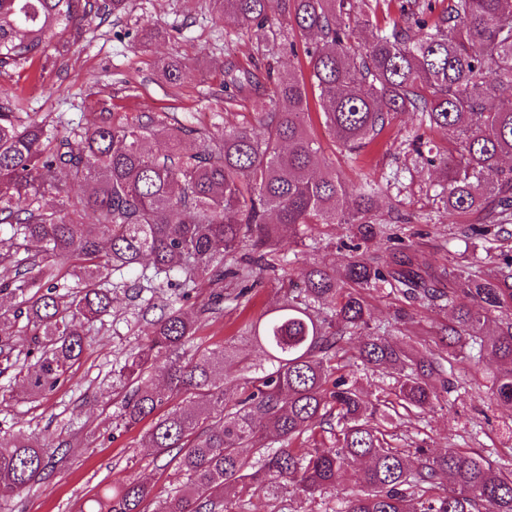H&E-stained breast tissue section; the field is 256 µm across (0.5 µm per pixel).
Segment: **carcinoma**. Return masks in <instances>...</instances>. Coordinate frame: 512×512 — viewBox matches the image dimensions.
Listing matches in <instances>:
<instances>
[{"label": "carcinoma", "instance_id": "cac0c4a2", "mask_svg": "<svg viewBox=\"0 0 512 512\" xmlns=\"http://www.w3.org/2000/svg\"><path fill=\"white\" fill-rule=\"evenodd\" d=\"M190 2L218 22L233 18L266 47L264 79L239 68L224 83L229 98L254 94L261 132L233 127L214 138L176 120L112 112L50 128L21 121L25 99L0 94V225L11 232L0 239V264L14 268L0 296L18 299L0 310V362L11 364L18 328L29 330L26 356L36 362L19 371L28 395L59 383L84 351L87 325L111 314L112 289L98 285L104 270L136 273L140 290L166 282L187 296L204 279L260 283L273 267L268 257L312 225L345 224L363 242L394 239L376 217L377 180L365 174L352 184L330 168L312 174L324 164L310 131L312 94L329 135L350 153L398 115H421L423 132L409 146L443 171L448 213L475 216L463 236L484 240L489 254L512 223V167L502 165L512 159V106H490L512 91V0H448L438 13L433 0H407L384 28L367 17L386 0ZM127 9L128 0H0V66L40 57L50 38L64 43ZM284 46L309 59V76L282 65ZM159 75L176 85L184 67L169 61ZM160 131L163 150L153 146ZM435 131L450 137L443 154L428 147ZM70 181L90 190L73 198ZM14 239L35 253L17 258ZM244 247L251 251L242 255ZM359 249L339 275L309 268L302 286L252 325L268 364L241 381L224 377L237 362L233 346L187 354L196 323L187 313L172 308L154 321L119 369L118 422L131 428L152 416L144 447L177 450L186 481L156 512H234L244 495L284 490L321 497L347 475L360 492L344 512H512V469L496 475L451 444L411 459L370 421L377 405L357 386L359 369L389 367L398 406L422 410L458 387L457 358L488 354L499 363L491 394L512 406V318L496 316L512 309V258L435 275L414 255L380 263ZM63 255L78 261L73 286L55 267ZM381 286L448 310L437 327L448 356L434 357L424 339L394 344L386 328L353 345L372 321L364 292ZM461 295L471 305H458ZM179 393L193 394L195 406L169 405ZM317 427L329 443L295 447ZM48 448L37 437H0V497L40 480ZM445 478L452 489L442 493ZM151 494L143 483H116L81 512H145Z\"/></svg>", "mask_w": 512, "mask_h": 512}]
</instances>
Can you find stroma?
Returning <instances> with one entry per match:
<instances>
[{"instance_id":"1","label":"stroma","mask_w":512,"mask_h":512,"mask_svg":"<svg viewBox=\"0 0 512 512\" xmlns=\"http://www.w3.org/2000/svg\"><path fill=\"white\" fill-rule=\"evenodd\" d=\"M161 57L176 58L185 66L187 76L180 85L160 81L156 61ZM263 63L255 39L232 19L218 24L206 12L188 15L184 0H131L125 14L71 38L67 51L57 52L51 45L45 60L0 67V93L23 96L28 121L79 117L90 121L105 109L167 112L186 126L218 135L227 125L257 124L247 96L230 104L217 100L227 67ZM419 123V115H399L356 156L341 152L320 120H313L311 132L337 172L348 179H358L364 172L377 179L399 174V184L384 187L380 194L377 213L386 216L395 206L412 214L411 222L393 224L391 230L413 243L434 269L451 261L468 264L484 257L482 243L461 234L470 216L449 214L439 200L440 171L416 165L407 138ZM349 241L343 224L305 231L297 244L286 249L282 268L264 276L248 301L225 304L217 314L206 315L202 309L213 293L232 291L230 282L202 284L187 300L164 284L139 295L125 287L114 288L111 315L92 325L81 359L53 391L28 398L20 393L16 370L1 374L0 436L31 434L49 442L50 450L41 479L0 500V512H78L84 501L112 483L133 479L147 484L156 496L173 491L184 481L174 453L156 455L142 446L150 421L128 430L116 426L122 394L120 365L139 350L154 321L170 307L197 316L194 346L218 349L231 344L237 347L242 365L262 363V351L248 339L251 324L275 308L310 266L343 269ZM369 300L375 324L394 323L401 311L410 314L401 331L411 338L431 340L437 324L446 318L438 309L387 288L371 290ZM429 348L436 353L442 350L432 340ZM497 368L494 359L484 358L469 369L466 391L453 405L436 404L398 421V434L424 441L432 454L453 443L462 451L482 455L492 470L512 466V408L489 398L488 384ZM353 488V482L346 480L334 493L314 500L286 492L275 497L256 495L250 498L247 512H343Z\"/></svg>"}]
</instances>
